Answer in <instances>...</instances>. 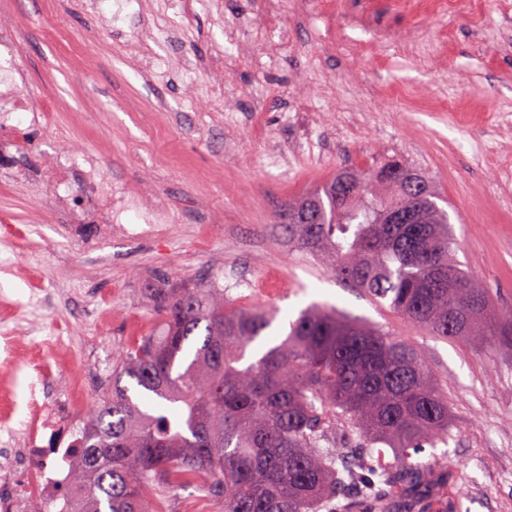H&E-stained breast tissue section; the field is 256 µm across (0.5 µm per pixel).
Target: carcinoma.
<instances>
[{
  "mask_svg": "<svg viewBox=\"0 0 512 512\" xmlns=\"http://www.w3.org/2000/svg\"><path fill=\"white\" fill-rule=\"evenodd\" d=\"M392 168L428 188L416 224L387 223L408 204L403 181L382 178ZM439 199L406 164L341 170L288 204L282 228L408 322L512 350V315L489 316V290L458 267ZM305 211L316 223H299ZM154 307L161 335L116 357L76 443L77 512H151L148 493L189 488L223 512H391L397 500L431 512L443 498L450 476L428 458L451 409L403 338L309 307L267 343L276 314L235 305L214 282L162 288Z\"/></svg>",
  "mask_w": 512,
  "mask_h": 512,
  "instance_id": "cac0c4a2",
  "label": "carcinoma"
}]
</instances>
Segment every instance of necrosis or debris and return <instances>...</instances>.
<instances>
[{
	"label": "necrosis or debris",
	"mask_w": 512,
	"mask_h": 512,
	"mask_svg": "<svg viewBox=\"0 0 512 512\" xmlns=\"http://www.w3.org/2000/svg\"><path fill=\"white\" fill-rule=\"evenodd\" d=\"M15 60L0 61V173L19 170L18 160L25 153V141L17 131V115H29L30 125L42 128L50 122L51 104L31 106L20 94ZM64 175L66 195L55 196L65 207L72 225L83 224L87 215L100 223L114 225L128 236L152 238L168 222L167 213L144 201H130L101 174L94 161L73 168L69 161L57 165ZM136 208L139 223L124 222L128 208ZM87 413L81 393L62 390L55 394L51 409L43 414V434L30 448H0V512H32L35 503L50 506L53 512H74L69 495V466L78 451L72 446L74 434Z\"/></svg>",
	"instance_id": "necrosis-or-debris-1"
}]
</instances>
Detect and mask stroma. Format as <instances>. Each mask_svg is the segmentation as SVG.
<instances>
[{"label": "stroma", "mask_w": 512, "mask_h": 512, "mask_svg": "<svg viewBox=\"0 0 512 512\" xmlns=\"http://www.w3.org/2000/svg\"><path fill=\"white\" fill-rule=\"evenodd\" d=\"M0 0L19 38L0 45L26 75L20 91L51 102L25 176L0 179V448H20L36 413L31 389H82L94 403L112 361L158 329L150 291L172 276L225 284L241 306L278 307L270 335L313 304L406 338L448 390L453 437L435 449L461 491L460 512H512V352L420 332L334 278L274 231L289 200L338 171L401 162L427 173L450 204L456 259L512 310V0L410 11L401 0H281L293 35L279 57L264 38L263 0ZM367 19L388 56L330 48L337 25ZM261 115H254V107ZM91 153L130 194L167 209L164 238L137 240L51 207L41 170ZM57 349L35 348L47 333Z\"/></svg>", "instance_id": "obj_1"}]
</instances>
